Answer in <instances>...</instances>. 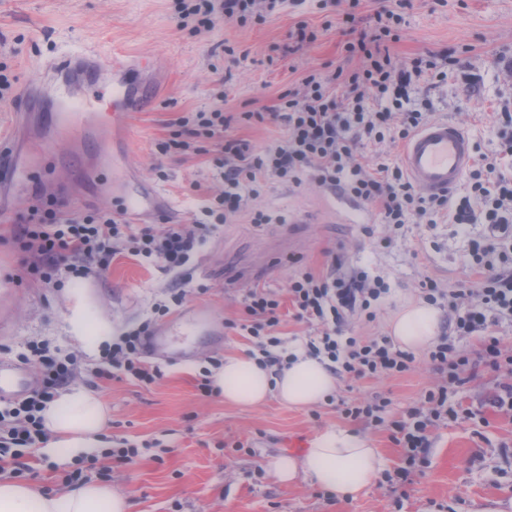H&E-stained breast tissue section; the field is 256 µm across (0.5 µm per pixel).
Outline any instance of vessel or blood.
<instances>
[{"mask_svg": "<svg viewBox=\"0 0 512 512\" xmlns=\"http://www.w3.org/2000/svg\"><path fill=\"white\" fill-rule=\"evenodd\" d=\"M97 72L78 79L81 54H68L50 60L44 68L45 79H58L64 84L59 104L52 115V126L60 136H69L82 124H91L96 137L109 141L113 128L129 126L136 104L133 88L141 71L151 65L142 58L130 63L118 54L96 55ZM473 146L468 135L455 123L439 120L415 134L405 145L402 163L416 187L428 195L448 192L458 184L471 162ZM44 158L41 147H30L22 159L15 161L9 146L0 147V181L27 183ZM112 183L121 184L120 198L124 212L131 218L158 217L175 222L178 210L162 202L155 190L135 183L121 182L112 175ZM208 336L220 341L211 312L205 307L185 310L171 322L157 326L145 342L148 355L181 360L192 352V337ZM36 379L29 369L0 361V400L18 397L34 387Z\"/></svg>", "mask_w": 512, "mask_h": 512, "instance_id": "obj_1", "label": "vessel or blood"}]
</instances>
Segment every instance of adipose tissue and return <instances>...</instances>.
<instances>
[{
	"label": "adipose tissue",
	"mask_w": 512,
	"mask_h": 512,
	"mask_svg": "<svg viewBox=\"0 0 512 512\" xmlns=\"http://www.w3.org/2000/svg\"><path fill=\"white\" fill-rule=\"evenodd\" d=\"M440 313L424 302L408 304L390 322L393 339L403 350L426 351L440 332ZM226 402L258 407L269 398L295 407H312L328 400L337 377L319 359L298 352L297 359L281 373L248 355L228 356L214 376ZM49 436L44 453L65 452L72 458L100 447L108 413L93 392L73 388L47 405L43 412ZM385 463L370 441L349 430H329L316 437L299 456L281 455L270 465L271 477L280 483L303 478L322 486L337 499H357L383 470ZM125 495L111 486L86 483L54 493L32 485L0 480V512H128Z\"/></svg>",
	"instance_id": "ef3b65f1"
}]
</instances>
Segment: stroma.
Listing matches in <instances>:
<instances>
[{"mask_svg":"<svg viewBox=\"0 0 512 512\" xmlns=\"http://www.w3.org/2000/svg\"><path fill=\"white\" fill-rule=\"evenodd\" d=\"M379 6V0H362L353 10L347 0H337L322 9L316 0H302L262 24L223 20L193 33L179 29L174 0H0V61L8 64L20 90L38 78L45 61L78 49L117 50L132 61L152 59L137 87L141 110L129 130H115L113 149L127 153L132 179L176 202L182 223L188 224L199 200L218 191L221 180L207 156L158 151L173 121L208 111L219 93L225 111L263 112L298 87L309 69L328 75L340 67L357 68L359 58L343 50L349 34L342 17L354 11L361 29ZM301 22L317 38L287 54L288 35ZM399 35L391 50L400 60L429 51L460 58V68L450 71L447 81L422 86L418 97L429 100L436 119L459 125L474 151L493 154L498 137L491 114L512 102V82L504 78L512 68V0H410ZM51 96L48 90L32 96L20 122L12 118L13 104L0 103V142L19 149L33 141L45 145L44 177L68 187L69 212L116 210L109 197L75 180L77 168L101 152L102 143L90 138L78 151L50 138L45 115L55 108ZM252 205L284 215L285 223L254 224L240 215L218 226L188 268L183 305L211 308L224 330L223 343L196 338L194 357L162 361L164 377L148 387L96 379L93 361L102 347L99 332L117 334L149 318L168 276L119 256L106 278L46 286L21 278L10 227L0 223V360L20 363L33 338L48 340L62 355L82 354L73 384L93 390L106 406L108 446L125 440L139 448L133 463L102 461L108 469L104 483L127 497L129 512H475L485 501L512 497V416L486 406L498 383L486 371L456 395L472 406L473 419L434 430L423 474L405 492L380 477L357 500L343 502L313 483L272 480L268 465L286 454L288 437L312 439L332 429L368 437L384 456L387 471H394L402 457L387 431L345 418L337 404L385 398L387 419H398L419 405L435 376L421 353L406 374L339 382L331 402L318 407L291 408L273 398L257 408H241L220 396H203L196 377L209 358L253 347L232 327L242 315L247 290L258 284L285 294L298 266L322 271L333 251L389 287L377 306V321L354 323L346 335L386 336L399 309L420 300L423 279L443 288L479 281L469 238L482 227L472 225L465 237L447 224L410 223L386 248L381 240L388 230L373 212L339 209L335 193L309 175L297 185L270 178ZM77 308L89 321L82 343L71 333Z\"/></svg>","mask_w":512,"mask_h":512,"instance_id":"obj_1","label":"stroma"}]
</instances>
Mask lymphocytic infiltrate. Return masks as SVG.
Instances as JSON below:
<instances>
[{"label": "lymphocytic infiltrate", "mask_w": 512, "mask_h": 512, "mask_svg": "<svg viewBox=\"0 0 512 512\" xmlns=\"http://www.w3.org/2000/svg\"><path fill=\"white\" fill-rule=\"evenodd\" d=\"M287 5L288 0H178L176 11L180 28L196 29L223 19L242 25L253 19L263 22ZM407 6L408 0H388L375 13L372 26L345 43V52L360 58L359 68H339L329 75L309 70L300 90L281 95L274 109L239 117L283 127V139L264 150H254L230 135L239 118L226 112L223 102H215L210 111L178 118L181 128L204 129L212 142L209 162L224 181L221 194L202 199L193 215L194 230L178 224L162 229L133 224L120 212L71 214L51 198L29 206L17 217L10 233L23 255V273L42 284L63 277H103L122 254L156 264L170 276L166 298L154 304L152 319L123 330L102 350L96 378L127 377L146 386L161 379L163 372L145 357L143 342L155 319L183 303V268L217 225L231 223L245 212L252 223L272 222V214L247 208L248 199L258 197L270 177L297 183L306 174L327 190L370 208L380 223L396 232L413 220L421 224L445 221L461 231L470 224L487 227L486 234L471 246L481 273L478 288L463 284L441 288L431 279L423 284V297L447 309L448 318L428 352L436 382L424 392L419 406L391 422L382 417L387 406L382 398L342 409L346 417L386 425L404 461L390 476L391 486L411 483L425 462L433 430L471 418V409L452 405L449 398L478 369L512 373V349L503 348L500 338L490 332L502 321H512V253L506 250L512 244V172L500 164L501 158L512 157V105L504 104L495 113L498 150L474 160L464 193L427 196L400 165L384 164L373 170L358 159L364 146H397L431 123L434 114L427 103L413 102L411 95L421 84L434 85L448 77V59L442 54L426 53L397 63L390 50L391 28L401 23ZM387 292L381 278L335 255L326 271H299L288 285L287 299L260 286L250 288L243 298L238 327L253 339L261 363L281 371L289 354L277 329L288 304L296 320L315 326L316 334L306 347L325 359L337 378L400 375L412 369L414 357L395 347L390 337L343 333L353 321H374L375 308ZM471 336L481 342L473 356L456 345L457 339ZM22 361L37 365L39 377L29 393L0 405V475L34 479L37 471L22 462L21 456L36 452L46 439L42 412L79 372L80 361L73 355L60 356L39 339L28 341Z\"/></svg>", "instance_id": "1"}]
</instances>
